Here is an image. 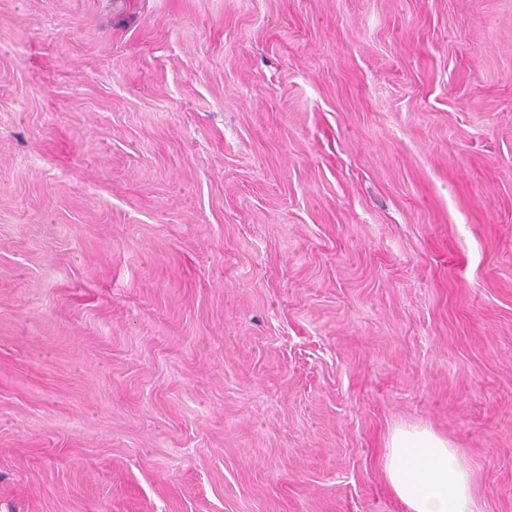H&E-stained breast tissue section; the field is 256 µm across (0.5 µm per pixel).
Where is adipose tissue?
I'll list each match as a JSON object with an SVG mask.
<instances>
[{
    "instance_id": "1",
    "label": "adipose tissue",
    "mask_w": 512,
    "mask_h": 512,
    "mask_svg": "<svg viewBox=\"0 0 512 512\" xmlns=\"http://www.w3.org/2000/svg\"><path fill=\"white\" fill-rule=\"evenodd\" d=\"M386 448L387 483L407 512H479L469 464L446 437L426 426L399 425Z\"/></svg>"
}]
</instances>
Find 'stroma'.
<instances>
[{"label":"stroma","instance_id":"35a3bbf8","mask_svg":"<svg viewBox=\"0 0 512 512\" xmlns=\"http://www.w3.org/2000/svg\"><path fill=\"white\" fill-rule=\"evenodd\" d=\"M512 512V0H0V512ZM384 471L407 512H479L463 455L431 428L398 425L386 443Z\"/></svg>","mask_w":512,"mask_h":512}]
</instances>
